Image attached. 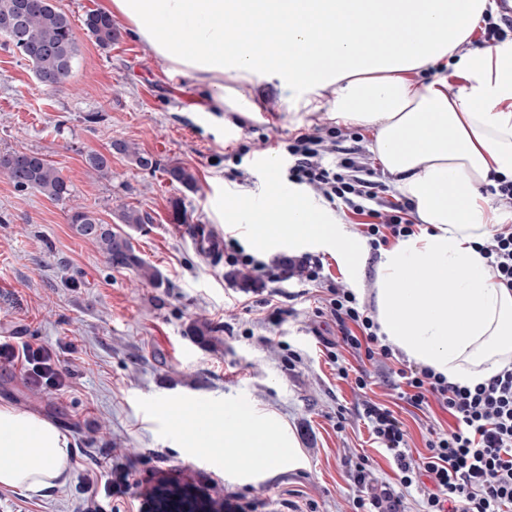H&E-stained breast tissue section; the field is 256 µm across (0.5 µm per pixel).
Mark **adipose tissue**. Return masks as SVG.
Listing matches in <instances>:
<instances>
[{
  "mask_svg": "<svg viewBox=\"0 0 512 512\" xmlns=\"http://www.w3.org/2000/svg\"><path fill=\"white\" fill-rule=\"evenodd\" d=\"M495 0H104L171 71L203 88L224 109V80L278 81L292 112L327 110L373 127L378 159L428 231L386 251L375 285L380 332L409 360L471 386L512 359V290L486 272L479 247L493 219L479 188L497 174L512 179V38L473 55L453 51L495 10ZM371 27L382 40L360 55L344 29ZM446 62L463 78L455 98L443 79L422 85L405 72ZM335 96L324 101L323 91ZM280 241L335 244L354 257L357 239L330 224L316 205L271 194L252 227L251 245ZM192 447L234 448L240 467L263 468L294 448L275 420L233 404L174 410ZM70 441L52 422L0 405V486L33 492L65 476Z\"/></svg>",
  "mask_w": 512,
  "mask_h": 512,
  "instance_id": "ef3b65f1",
  "label": "adipose tissue"
}]
</instances>
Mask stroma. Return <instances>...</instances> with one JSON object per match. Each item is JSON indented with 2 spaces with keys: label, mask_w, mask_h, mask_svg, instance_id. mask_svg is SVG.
Segmentation results:
<instances>
[{
  "label": "stroma",
  "mask_w": 512,
  "mask_h": 512,
  "mask_svg": "<svg viewBox=\"0 0 512 512\" xmlns=\"http://www.w3.org/2000/svg\"><path fill=\"white\" fill-rule=\"evenodd\" d=\"M100 4L55 0L79 46L62 87L41 86L31 66L0 44V153H39L72 188L71 199L54 201L0 175V341L43 345L66 378L59 390L37 386L0 359V403L56 422L71 442L63 484L40 492L0 486V512H86L85 478L99 460L129 472L127 480L99 489L104 512H153L151 490L165 479L191 482L223 502V512H351L361 457L370 461L375 486L395 481L362 418L364 401L394 407L417 450L427 428L452 426V418L435 403L426 412L414 409L389 385L367 394L337 379L328 351L338 329L330 314L318 313L314 294L276 285L291 311L277 324L259 294L243 309L246 296L227 279V264L204 257L185 227L197 224L249 247L248 223L230 221L226 202L240 195L261 202L287 185L285 167L267 176L262 159H282L283 139L301 128L339 126L346 147L352 133H361L378 179L393 184L375 159L374 130L337 122L325 110L290 112L273 81L243 99L227 93L223 111H192L202 90L129 31L119 30L105 50L88 36L83 19ZM116 140L136 143L158 168L144 170L116 154L109 175L90 177L86 155L107 152ZM171 163L195 172L196 190L169 182L163 168ZM234 167L243 171L244 185L227 180ZM176 200L186 224L172 221ZM75 204L112 224L125 207L148 213L149 223L129 235L136 253L161 271L162 286L112 267L94 244L75 236L67 221ZM305 250L321 258L328 278L374 302L380 261L369 247L352 262L317 243ZM196 320L211 324L215 344L187 336ZM189 401L251 405L280 421L295 448L260 471L211 459L188 447L171 420V411Z\"/></svg>",
  "instance_id": "35a3bbf8"
}]
</instances>
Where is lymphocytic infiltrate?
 Wrapping results in <instances>:
<instances>
[{
    "instance_id": "lymphocytic-infiltrate-1",
    "label": "lymphocytic infiltrate",
    "mask_w": 512,
    "mask_h": 512,
    "mask_svg": "<svg viewBox=\"0 0 512 512\" xmlns=\"http://www.w3.org/2000/svg\"><path fill=\"white\" fill-rule=\"evenodd\" d=\"M339 136L331 126L301 130L285 139L289 181L319 192L345 223L355 225L372 252L420 233L424 221L413 204L376 179L359 147H337ZM480 250L491 278L512 289V231L495 233ZM224 262L252 268L263 281L294 280L315 290L318 303L339 331L331 354L338 378L353 379L361 390L376 385L375 374L361 365L352 367V360L375 364L393 359L395 352L380 334L375 307L330 281L321 258L306 253L264 262L231 239L224 245ZM0 359L19 365L30 381L56 388L64 385L51 354L42 346L1 343ZM385 380L416 409L438 402L455 426L446 431L429 428L425 451L416 455L394 412L368 402L362 416L374 442L392 462L397 486L376 488L367 479L366 463H359L353 475L359 488L352 499L353 512H408L407 500L415 491L421 495L417 512H512V361L471 387L410 363L390 369Z\"/></svg>"
}]
</instances>
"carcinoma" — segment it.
Segmentation results:
<instances>
[{
	"label": "carcinoma",
	"mask_w": 512,
	"mask_h": 512,
	"mask_svg": "<svg viewBox=\"0 0 512 512\" xmlns=\"http://www.w3.org/2000/svg\"><path fill=\"white\" fill-rule=\"evenodd\" d=\"M85 30L102 49H108L118 37L112 18L104 13H89L83 21ZM0 37L4 44L27 60L39 84L47 87H61L69 79L72 64L78 53L73 27L69 17L56 8L51 0H0ZM114 151L127 156L131 162L143 169L157 167V160L145 154L131 143L114 142ZM85 162L90 173L106 176L110 173V160L99 153H90ZM164 172L169 180L193 191L197 187L195 173L179 164L168 165ZM0 175L6 176L16 188L34 189L44 196L63 201L71 196L72 189L59 170L36 153H0ZM118 221L128 227L147 224L150 217L134 208L121 210ZM73 232L92 242L103 253L114 268L132 269L147 283L158 288L162 285V274L154 266L137 255L130 236L125 232L112 230V225L103 221L87 206L77 205L67 214ZM212 327L205 321H195L188 326L187 334L198 341L212 342ZM180 484L165 483L155 489L154 510L158 512L169 505L172 512H179L183 506L189 512H208L216 509L211 500L201 499L195 504L179 496ZM176 499L168 502L166 497Z\"/></svg>",
	"instance_id": "carcinoma-1"
}]
</instances>
